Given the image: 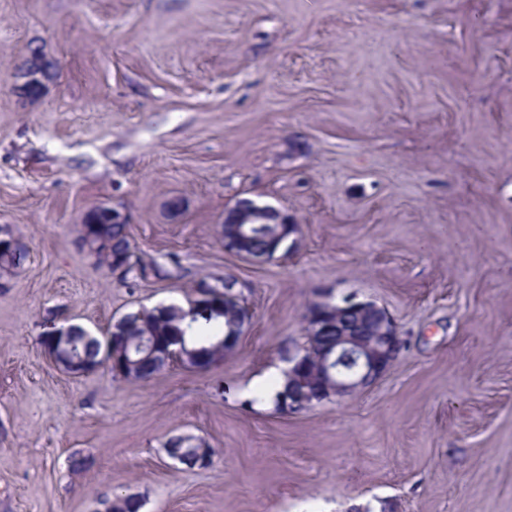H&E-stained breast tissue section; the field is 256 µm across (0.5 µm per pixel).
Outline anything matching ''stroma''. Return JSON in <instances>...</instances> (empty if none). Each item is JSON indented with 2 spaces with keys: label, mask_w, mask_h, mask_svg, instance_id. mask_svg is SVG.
Masks as SVG:
<instances>
[{
  "label": "stroma",
  "mask_w": 512,
  "mask_h": 512,
  "mask_svg": "<svg viewBox=\"0 0 512 512\" xmlns=\"http://www.w3.org/2000/svg\"><path fill=\"white\" fill-rule=\"evenodd\" d=\"M243 198L298 248L225 252ZM94 206L182 277L97 267ZM0 227L28 250L0 277V512H512V0H0ZM204 275L252 314L209 371L73 377L41 348L48 313L100 335ZM326 293L385 307L405 349L355 398L258 404ZM176 434L210 465H174Z\"/></svg>",
  "instance_id": "stroma-1"
}]
</instances>
